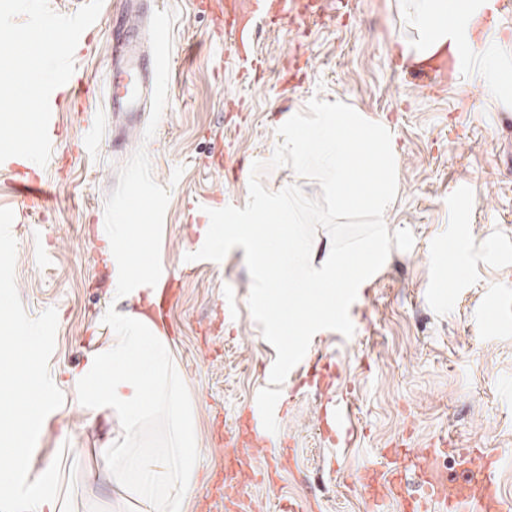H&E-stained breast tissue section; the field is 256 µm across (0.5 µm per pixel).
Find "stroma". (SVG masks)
<instances>
[{
	"label": "stroma",
	"mask_w": 512,
	"mask_h": 512,
	"mask_svg": "<svg viewBox=\"0 0 512 512\" xmlns=\"http://www.w3.org/2000/svg\"><path fill=\"white\" fill-rule=\"evenodd\" d=\"M114 3L104 0L96 40L74 53L91 91L82 111L60 109L63 131L41 169L52 197L21 198L0 171V208L17 216L23 307L58 316L49 371L64 403L46 418L30 478L61 458L75 512H132L125 492L93 474V448L121 431L122 419L93 415L73 382L87 353L109 342L113 315L128 308L112 295L102 255L121 246L110 227L151 225L156 264L179 269L193 239L206 236L203 202L245 207L253 163L268 162L282 141L278 127L318 98L348 104L397 145V196L383 215L391 251L383 276L361 286L358 339L312 345L339 363L332 390L354 399L359 435L332 447L309 388L271 383L277 353L250 313L252 281L236 247L182 279L166 320L171 365L203 448V486L219 494L227 467L274 462L273 484L251 485L245 512H280L291 499L305 512H363L360 468L385 469L383 451L395 441L422 447L444 436L500 455L493 479L512 504V129L496 121L512 114V86L464 108L475 72L430 92L413 85L394 51L397 39L415 36L410 0H328L306 27L263 26L266 64L247 75L213 34V0H152L165 22L154 49L159 90L115 152L105 109ZM465 185L473 196L461 194ZM228 305L236 309L229 322ZM260 391L288 407L276 428L288 447L272 456L238 426Z\"/></svg>",
	"instance_id": "1"
}]
</instances>
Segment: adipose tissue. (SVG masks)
I'll return each instance as SVG.
<instances>
[{"mask_svg":"<svg viewBox=\"0 0 512 512\" xmlns=\"http://www.w3.org/2000/svg\"><path fill=\"white\" fill-rule=\"evenodd\" d=\"M474 0H415L410 22L418 36L400 40L399 56L428 51L433 45L465 40V23ZM117 267L112 294L137 306L112 323V338L85 357L78 382L81 397L93 413L113 411L132 433L152 413H163L171 444L164 453L124 447L110 439L97 450L114 489L131 493L136 512H185L199 486L202 451L196 428L181 396L179 379L169 359L168 332L140 309L139 303L157 292L150 255L127 248L110 250Z\"/></svg>","mask_w":512,"mask_h":512,"instance_id":"obj_1","label":"adipose tissue"}]
</instances>
